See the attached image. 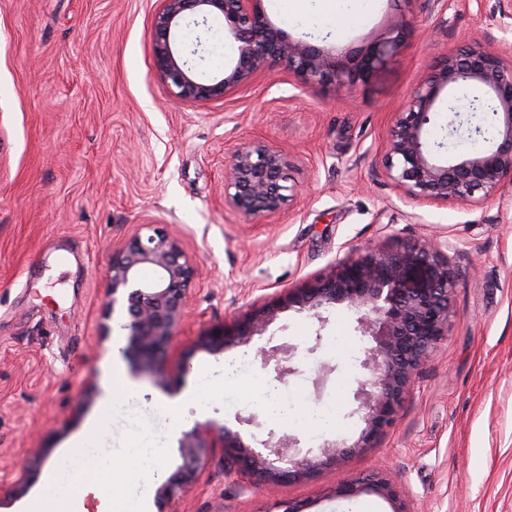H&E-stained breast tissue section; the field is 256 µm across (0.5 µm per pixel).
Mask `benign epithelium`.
<instances>
[{"instance_id":"benign-epithelium-1","label":"benign epithelium","mask_w":512,"mask_h":512,"mask_svg":"<svg viewBox=\"0 0 512 512\" xmlns=\"http://www.w3.org/2000/svg\"><path fill=\"white\" fill-rule=\"evenodd\" d=\"M261 0H162L153 19L155 76L174 96L194 103L222 99L250 82L261 68L281 65L304 88H348L366 82L400 49L408 20L402 16L369 44L336 53L303 40H293L276 27L260 7ZM189 16L205 25L211 16L224 20V33L238 46L235 64L202 79L178 32ZM472 83L484 96L470 101L473 112L490 106L489 123L495 134L484 137L481 126L472 135L490 147L463 158H441L425 139L433 106L445 89ZM290 163L283 153L260 140L236 147L224 169V205L247 219L281 211L295 186L288 185ZM386 178L413 199L429 203L478 204L512 182V59L473 43L440 60L422 78L404 111L396 113L389 129L384 159ZM436 242L406 245L396 250L369 251L333 266L304 288L289 292L274 306L253 311L232 327L214 329L199 337L201 344L222 347L247 344L274 321L281 309L295 307L324 328L322 309L347 304L357 313L355 331L368 337L361 362L370 378L354 394L365 424L358 440L326 442L317 460L299 450L298 438L268 432L261 441L267 453L256 451L211 428L197 425L180 439L182 464L158 490V501L169 504L186 491L204 466L210 449H224L237 471L258 480L296 478L321 464L340 465L351 453L371 446L373 437L395 419L411 379L448 335L450 298L455 276L439 259ZM150 265L153 278L143 280L141 267ZM193 264L180 242L162 232L137 236L115 257L109 271L111 303L123 294L128 302V352L141 371L161 376L158 354L173 343L183 315V303L195 278ZM264 366H273L281 380L296 373L291 365L294 347L276 345L261 351Z\"/></svg>"}]
</instances>
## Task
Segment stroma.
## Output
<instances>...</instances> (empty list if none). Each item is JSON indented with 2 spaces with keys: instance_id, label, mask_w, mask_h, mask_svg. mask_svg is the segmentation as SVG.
<instances>
[{
  "instance_id": "35a3bbf8",
  "label": "stroma",
  "mask_w": 512,
  "mask_h": 512,
  "mask_svg": "<svg viewBox=\"0 0 512 512\" xmlns=\"http://www.w3.org/2000/svg\"><path fill=\"white\" fill-rule=\"evenodd\" d=\"M161 0H0V512H42L48 466L73 439L99 459L159 448L156 479L131 474L128 503L159 512V483L181 462L179 440L213 423L258 447L268 430L295 435L302 451L354 443L363 425L354 393L365 377L354 311L336 304L326 326L292 309L254 337L237 386L224 364L241 348L197 346L255 307L313 282L369 248L432 238L456 274L448 334L415 373L392 424L342 472L390 480L396 500L370 489L336 494L339 471L252 490L211 449L172 512H512V186L473 205L404 198L383 174L389 127L418 81L443 57L480 43L512 46V0H369L344 23L319 0H262L293 39L345 50L372 41L399 14L411 21L396 56L366 85L308 91L286 71L261 69L235 93L205 104L176 99L155 78L153 17ZM185 42L214 47L199 65H233L237 44L222 21L184 25ZM472 88L435 104L426 138L472 152ZM460 113L450 121L449 107ZM456 132H449V125ZM260 139L290 160L305 189L279 213L248 220L224 207L231 151ZM178 237L198 269L184 318L160 367L165 382L135 372L125 352L124 308L108 311L112 260L146 224ZM290 344L297 374L282 400L336 419L332 428L267 417L260 348ZM333 371L317 384L320 364ZM120 371L128 394L112 397ZM109 410H102V403Z\"/></svg>"
}]
</instances>
